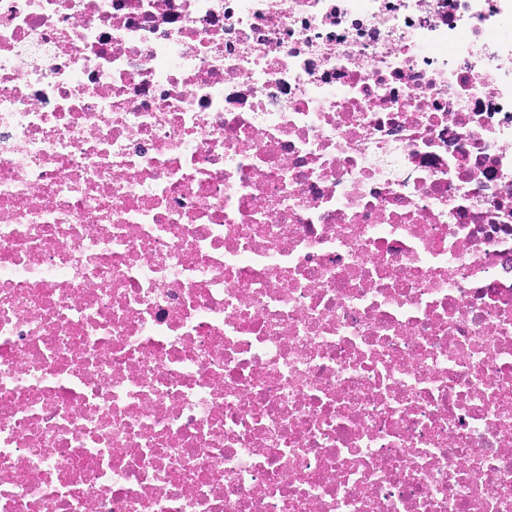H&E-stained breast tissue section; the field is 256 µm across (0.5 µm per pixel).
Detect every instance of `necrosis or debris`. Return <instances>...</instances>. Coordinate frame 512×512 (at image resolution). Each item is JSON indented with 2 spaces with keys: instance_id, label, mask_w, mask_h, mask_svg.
<instances>
[{
  "instance_id": "1",
  "label": "necrosis or debris",
  "mask_w": 512,
  "mask_h": 512,
  "mask_svg": "<svg viewBox=\"0 0 512 512\" xmlns=\"http://www.w3.org/2000/svg\"><path fill=\"white\" fill-rule=\"evenodd\" d=\"M0 512H512V0H0Z\"/></svg>"
}]
</instances>
